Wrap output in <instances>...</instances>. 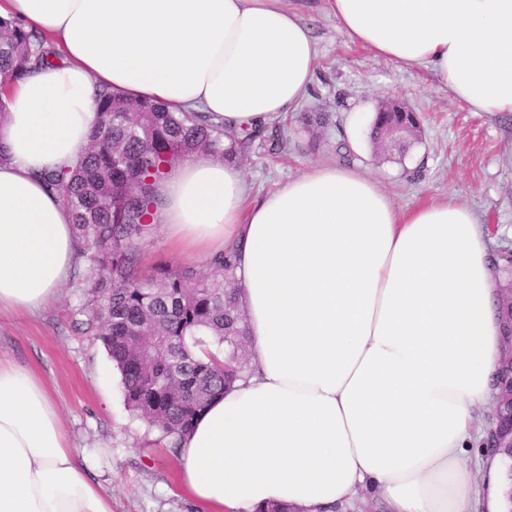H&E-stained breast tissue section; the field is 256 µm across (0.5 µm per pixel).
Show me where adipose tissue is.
<instances>
[{"mask_svg": "<svg viewBox=\"0 0 512 512\" xmlns=\"http://www.w3.org/2000/svg\"><path fill=\"white\" fill-rule=\"evenodd\" d=\"M350 41L431 70L473 112H512V0H328ZM65 56L0 86V311L50 304L75 258L42 182L74 165L98 91L208 112L225 131L294 111L317 51L285 0H0ZM171 248L237 257L246 379L198 415L181 479L207 512H503L499 457L462 458L493 395L502 327L489 237L453 200L404 210L318 163L248 202L241 170L193 155L158 187ZM0 512H112L43 378L0 359Z\"/></svg>", "mask_w": 512, "mask_h": 512, "instance_id": "obj_1", "label": "adipose tissue"}]
</instances>
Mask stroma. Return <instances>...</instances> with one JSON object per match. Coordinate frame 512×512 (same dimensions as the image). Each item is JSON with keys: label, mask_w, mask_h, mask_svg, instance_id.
I'll return each instance as SVG.
<instances>
[{"label": "stroma", "mask_w": 512, "mask_h": 512, "mask_svg": "<svg viewBox=\"0 0 512 512\" xmlns=\"http://www.w3.org/2000/svg\"><path fill=\"white\" fill-rule=\"evenodd\" d=\"M288 4L311 31L316 66L294 112L267 123L237 158L249 199L275 192L312 164L349 165L377 178L402 208L455 197L477 213L494 255L512 248V113L469 111L430 70L399 66L349 42L327 0ZM389 100L420 118L418 141L402 157L377 153L371 139L372 116ZM310 112L328 113V124L306 127ZM352 134L359 141L354 151L346 146ZM272 137L287 139L286 153H269ZM86 297L71 278L46 308L1 311L0 357L45 379L73 447L87 456L111 497L112 512H200L157 430L126 407L103 344L72 317Z\"/></svg>", "instance_id": "stroma-1"}]
</instances>
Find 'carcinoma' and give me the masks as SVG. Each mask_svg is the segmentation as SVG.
Here are the masks:
<instances>
[{
	"label": "carcinoma",
	"mask_w": 512,
	"mask_h": 512,
	"mask_svg": "<svg viewBox=\"0 0 512 512\" xmlns=\"http://www.w3.org/2000/svg\"><path fill=\"white\" fill-rule=\"evenodd\" d=\"M63 64L58 48L18 21L0 23V80ZM420 128L414 112H378L371 132ZM259 130L226 135L205 112H170L149 100L99 92L97 121L75 167L47 171L44 183L72 216L76 258L90 261L82 280L89 298L74 314L86 318L120 372L124 402L178 455L181 437L248 367L234 347L247 331L234 293L235 255L194 265L166 264L143 275L137 254L155 223V193L186 155L223 160L250 148ZM230 140L224 146V139Z\"/></svg>",
	"instance_id": "1"
}]
</instances>
